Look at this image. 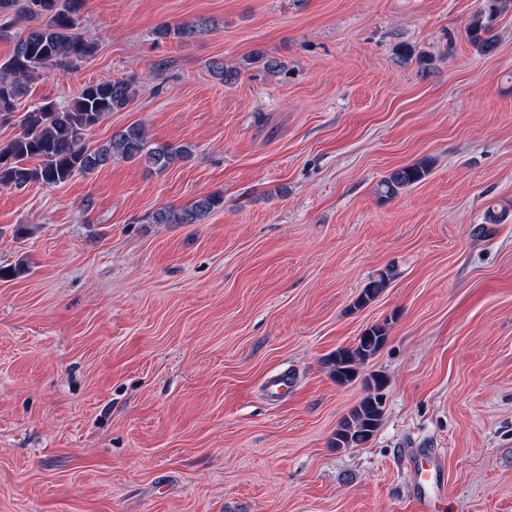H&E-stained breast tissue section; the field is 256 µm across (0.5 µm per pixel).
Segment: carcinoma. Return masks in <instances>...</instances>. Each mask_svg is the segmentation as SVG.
Returning a JSON list of instances; mask_svg holds the SVG:
<instances>
[{"label":"carcinoma","instance_id":"1","mask_svg":"<svg viewBox=\"0 0 512 512\" xmlns=\"http://www.w3.org/2000/svg\"><path fill=\"white\" fill-rule=\"evenodd\" d=\"M512 7V0H484L471 18L466 35L471 45L483 53L495 49L491 21ZM81 0H0V17L26 19L32 23L16 39L11 55L0 59V120L14 124L20 132L0 141V189L25 188L33 183L60 185L76 173H91L114 160L140 162L149 168L164 170L191 154L188 144L158 142L150 138L140 124L115 130L109 140L91 148L85 140L92 128L111 112L125 109L136 95L135 82L128 79L103 80L84 86L67 103L34 102L18 114L20 100L27 98L32 84L43 70L57 62L77 64L93 56L97 43L75 33L79 24ZM210 21L199 19L176 25L162 24L154 34L157 39L188 41L209 31ZM247 65L260 64L269 73L281 68L277 58L257 50L244 59ZM212 75L226 86L234 84L240 70L216 59L210 62ZM427 159L394 169L380 183V193L391 199L408 187L424 180L430 173ZM224 204L219 192L200 195L184 206H163L149 220L153 224H196ZM394 278L387 268L369 279L356 299L362 307L376 299ZM388 339L387 324H374L347 347H338L329 355L330 374L345 385L358 375L359 365L379 352ZM387 386L381 374L371 375L366 388H374L352 408L334 433L338 448H356L367 444L377 432L384 413L376 389Z\"/></svg>","mask_w":512,"mask_h":512}]
</instances>
